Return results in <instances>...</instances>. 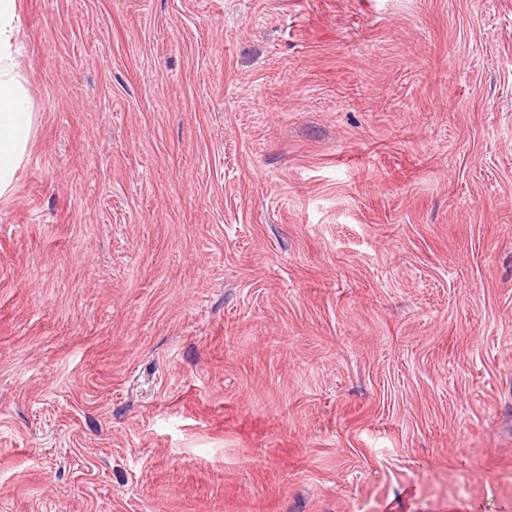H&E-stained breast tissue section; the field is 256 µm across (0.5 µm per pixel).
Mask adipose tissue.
<instances>
[{
    "label": "adipose tissue",
    "instance_id": "obj_1",
    "mask_svg": "<svg viewBox=\"0 0 512 512\" xmlns=\"http://www.w3.org/2000/svg\"><path fill=\"white\" fill-rule=\"evenodd\" d=\"M18 9V0H0V197L14 189L36 121L26 76L15 62Z\"/></svg>",
    "mask_w": 512,
    "mask_h": 512
}]
</instances>
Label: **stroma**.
I'll use <instances>...</instances> for the list:
<instances>
[{
	"label": "stroma",
	"instance_id": "stroma-1",
	"mask_svg": "<svg viewBox=\"0 0 512 512\" xmlns=\"http://www.w3.org/2000/svg\"><path fill=\"white\" fill-rule=\"evenodd\" d=\"M0 512H512V0H20Z\"/></svg>",
	"mask_w": 512,
	"mask_h": 512
}]
</instances>
